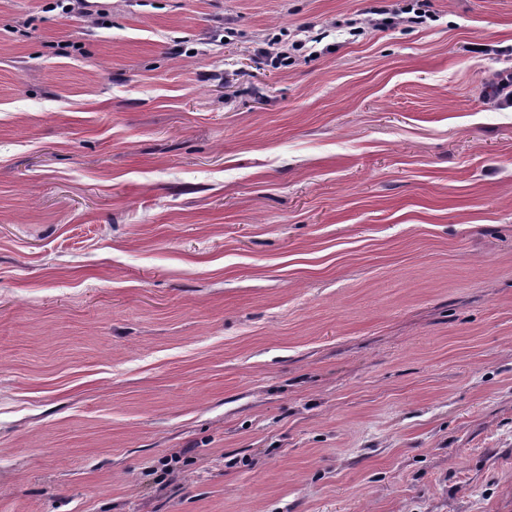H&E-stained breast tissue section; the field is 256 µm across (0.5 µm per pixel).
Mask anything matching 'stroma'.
Masks as SVG:
<instances>
[{
    "label": "stroma",
    "instance_id": "obj_1",
    "mask_svg": "<svg viewBox=\"0 0 512 512\" xmlns=\"http://www.w3.org/2000/svg\"><path fill=\"white\" fill-rule=\"evenodd\" d=\"M48 2L0 0V512H512V0ZM412 2L414 1H404L403 3L384 4L374 7L371 14L382 17L368 19V26L371 28H379L383 25L394 23L423 25L427 22L428 18H433L429 10L421 8L426 7L425 3L418 0H416V2H421V4H413ZM415 6H417V8H415Z\"/></svg>",
    "mask_w": 512,
    "mask_h": 512
}]
</instances>
